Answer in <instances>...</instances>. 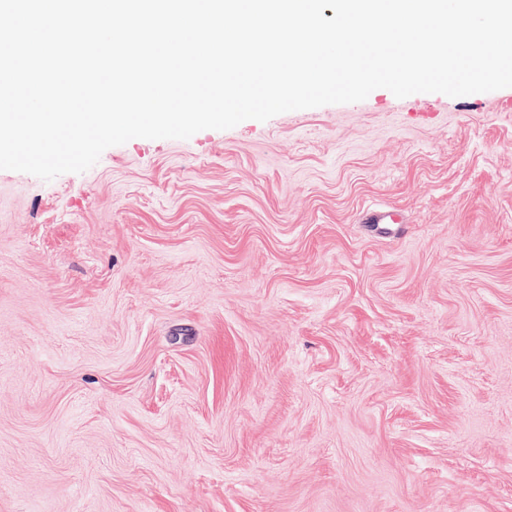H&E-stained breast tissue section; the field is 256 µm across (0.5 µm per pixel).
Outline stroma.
Wrapping results in <instances>:
<instances>
[{"instance_id": "stroma-1", "label": "stroma", "mask_w": 512, "mask_h": 512, "mask_svg": "<svg viewBox=\"0 0 512 512\" xmlns=\"http://www.w3.org/2000/svg\"><path fill=\"white\" fill-rule=\"evenodd\" d=\"M509 100L0 170V512H512Z\"/></svg>"}]
</instances>
